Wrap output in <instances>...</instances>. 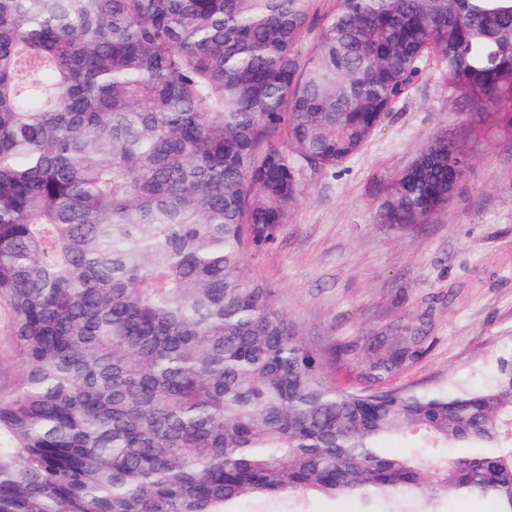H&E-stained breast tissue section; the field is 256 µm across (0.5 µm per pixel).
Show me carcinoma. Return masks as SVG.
I'll return each mask as SVG.
<instances>
[{"mask_svg": "<svg viewBox=\"0 0 512 512\" xmlns=\"http://www.w3.org/2000/svg\"><path fill=\"white\" fill-rule=\"evenodd\" d=\"M0 0V512H238L354 496L512 512V358L480 385L387 382L423 329L380 336L337 388L246 254L407 88L512 117V0ZM462 143L429 140L382 224L453 196ZM407 451L392 456L386 443ZM335 6L336 0H315L314 14L310 18L309 26L300 44L302 54H307L310 51L321 23L334 11ZM3 323H1V334H0V359L2 360L1 372L2 378L7 380L16 379L20 373V367L10 357V349H11V336H4V327ZM447 512H497L498 505L489 498L457 497L449 498L448 504H442Z\"/></svg>", "mask_w": 512, "mask_h": 512, "instance_id": "carcinoma-1", "label": "carcinoma"}]
</instances>
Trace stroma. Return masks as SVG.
Wrapping results in <instances>:
<instances>
[{"label":"stroma","mask_w":512,"mask_h":512,"mask_svg":"<svg viewBox=\"0 0 512 512\" xmlns=\"http://www.w3.org/2000/svg\"><path fill=\"white\" fill-rule=\"evenodd\" d=\"M462 139L473 165L448 205L410 230L379 223L385 187L435 135ZM304 193L246 265L311 345L337 347L329 383L359 382L376 337L431 311L429 349L399 388L483 383L512 353V125L450 97L436 68L409 87L337 171L302 166Z\"/></svg>","instance_id":"obj_1"}]
</instances>
